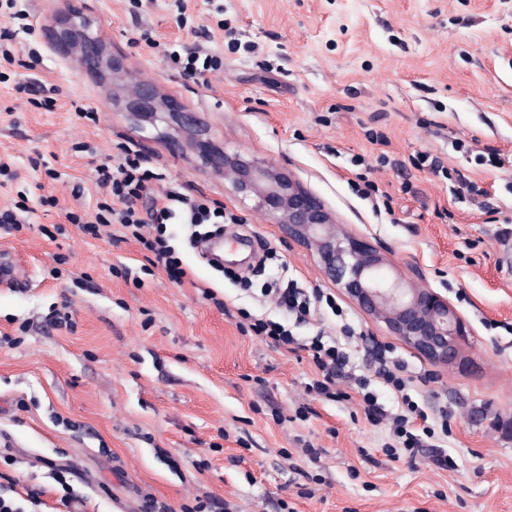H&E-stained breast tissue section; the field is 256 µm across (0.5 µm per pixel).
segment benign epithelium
Segmentation results:
<instances>
[{
  "label": "benign epithelium",
  "mask_w": 512,
  "mask_h": 512,
  "mask_svg": "<svg viewBox=\"0 0 512 512\" xmlns=\"http://www.w3.org/2000/svg\"><path fill=\"white\" fill-rule=\"evenodd\" d=\"M84 56L95 69L118 70V62L105 58V49L95 41L86 40ZM161 109L150 83L140 85L126 106L127 112L137 116ZM204 160L224 172L237 193L256 197L258 207L271 223L281 225L289 240L314 248L325 276L391 333L435 363L454 362L458 341L467 330L448 298L423 281L407 285L388 278L383 272L387 258L379 249L338 231L321 200L271 165L220 150L205 153Z\"/></svg>",
  "instance_id": "1"
}]
</instances>
